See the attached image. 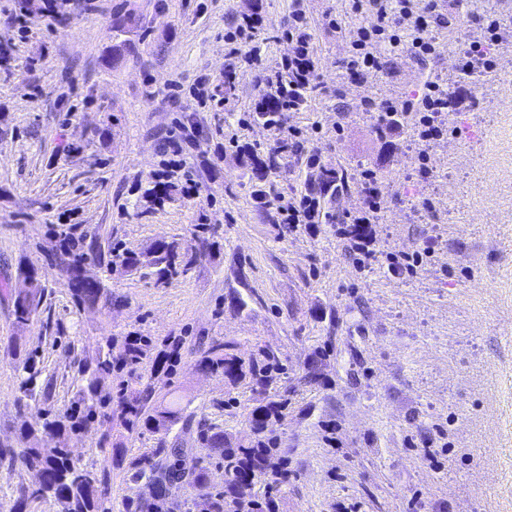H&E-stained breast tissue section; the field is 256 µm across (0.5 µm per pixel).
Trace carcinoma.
<instances>
[{
	"instance_id": "obj_1",
	"label": "carcinoma",
	"mask_w": 512,
	"mask_h": 512,
	"mask_svg": "<svg viewBox=\"0 0 512 512\" xmlns=\"http://www.w3.org/2000/svg\"><path fill=\"white\" fill-rule=\"evenodd\" d=\"M256 170L271 171L278 167L277 154L248 156ZM349 176L334 169L319 174L311 184L314 194L325 196L329 193L349 191ZM121 265L128 269L150 267L155 269L157 280L164 281L178 271H187L192 257L182 254L174 242L158 241L147 250L137 253L124 251L116 253ZM74 277L72 296L82 306L94 307L108 302L107 295L98 283L80 279L79 260L71 267ZM40 284H35L24 296L14 297L16 318L25 322L30 319L40 304ZM123 354L114 359L111 355L99 356L82 365L86 385L77 405L60 415L45 420L43 430L57 438L80 433L88 422L102 415L106 398L101 396V378L112 372L116 365L136 366L141 363L149 348V340L138 337L134 343H124ZM197 371L203 374L222 376L233 385L248 382L251 391L265 393L276 383L283 371L279 357L268 348H259L257 353L244 359L237 354V344L233 341H213L204 349L195 363ZM150 394L135 392L121 400L122 410L128 425L142 427L153 432L169 434L173 427L182 424L189 427L190 420L176 400L166 407L149 408ZM288 416V400L278 394L267 397L265 403L255 407L248 417L254 436L250 446H235L222 430L210 426L197 428V437L217 456L218 466L224 469V485L215 486L211 473L205 466L188 456V449L179 444V436L168 441L160 439L157 447L131 463L130 479L145 481L153 488L152 501L143 505L135 504V512H171L167 497V482L174 478H185L199 490L195 512H273L274 501L268 496L249 493L243 495L240 488L257 483L279 484L287 478L282 469L283 458L278 448L276 426ZM34 432L24 439L27 443L16 452L21 464L44 474L43 483L32 489H24L20 504L27 498L51 497L59 506V512H109L107 502L110 496V483L107 477H92L74 461L67 448H53L46 452L32 445Z\"/></svg>"
}]
</instances>
